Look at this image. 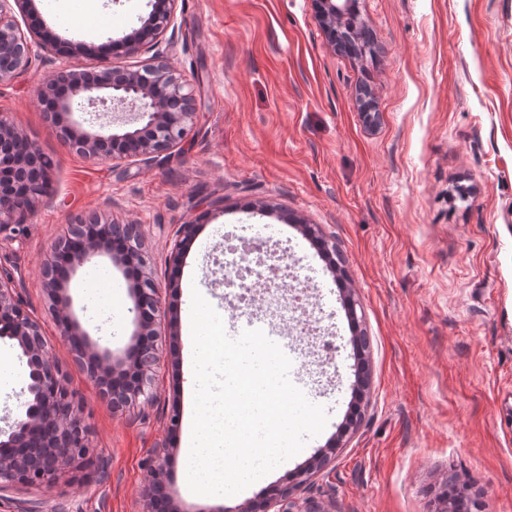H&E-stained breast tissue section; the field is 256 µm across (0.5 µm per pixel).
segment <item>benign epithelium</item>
Returning <instances> with one entry per match:
<instances>
[{"label": "benign epithelium", "instance_id": "1", "mask_svg": "<svg viewBox=\"0 0 512 512\" xmlns=\"http://www.w3.org/2000/svg\"><path fill=\"white\" fill-rule=\"evenodd\" d=\"M179 0H152L151 10L138 19L113 51L138 55L152 50L168 31L175 30ZM318 20L336 46V26L355 14L354 0H316ZM36 0H0V84L27 68L31 58L52 51L58 66L37 91L46 117L61 138L92 160L114 164L152 165L177 148L188 136L199 114L193 84L156 52L137 67L99 68L93 77L79 64L98 53L94 39L58 42L37 26ZM95 117L81 123L70 119L74 104ZM54 165L20 134L8 116L0 114V242L1 234L27 223L47 194ZM197 225H179L170 245L169 259L184 258V243ZM104 256L134 286L133 323L129 346L119 357L90 342L70 312L67 285L71 274ZM151 258L144 247L142 225L119 224L105 212L93 210L69 220L49 246L42 267L49 312L60 339L73 359L87 372L100 396L112 408L124 410L152 399L153 372L161 359L156 325L161 317L158 285L149 270ZM0 338L14 342L26 359L30 383L21 392L11 423L0 429V490L14 486L55 484L73 468L93 462L90 429L84 405L67 386L51 361L39 322L32 318L18 291L14 273L0 271ZM144 512H181L168 483L163 463L157 462L145 492ZM198 512H323L318 503L300 504L289 489L275 490L267 499L238 506H217Z\"/></svg>", "mask_w": 512, "mask_h": 512}]
</instances>
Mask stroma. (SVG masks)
<instances>
[{
	"label": "stroma",
	"instance_id": "obj_1",
	"mask_svg": "<svg viewBox=\"0 0 512 512\" xmlns=\"http://www.w3.org/2000/svg\"><path fill=\"white\" fill-rule=\"evenodd\" d=\"M149 9V0H39L37 21L63 40L93 37L88 67H133L139 57L114 58L112 43ZM358 10L372 33L363 57L332 49L314 0H179L178 28L161 47L195 81L201 110L181 149L148 168L88 159L57 135L37 99L53 54L0 84V114L56 164L48 202L0 246V268L18 278L85 405L94 459L49 487L0 490V512H141L162 453L185 512L267 496L346 422L357 330L369 340L360 419L294 498L328 512H433L450 481L485 512H512V0H358ZM361 87L375 94L377 127L361 120ZM107 200L114 220L141 225L161 285L154 400L126 412L99 397L60 341L41 273L68 220ZM187 221L198 230L174 269L169 245ZM303 222L335 244L339 262L316 251ZM228 228L290 251L322 299L335 365L321 390L315 371L296 373L328 415L319 436L239 494L199 496L186 479L188 284L223 320L275 326L306 349L278 316L226 296L217 264ZM107 268L111 281L99 280ZM131 289L105 258L69 285L81 328L116 352L132 339ZM27 382L16 346L0 339V427Z\"/></svg>",
	"mask_w": 512,
	"mask_h": 512
}]
</instances>
